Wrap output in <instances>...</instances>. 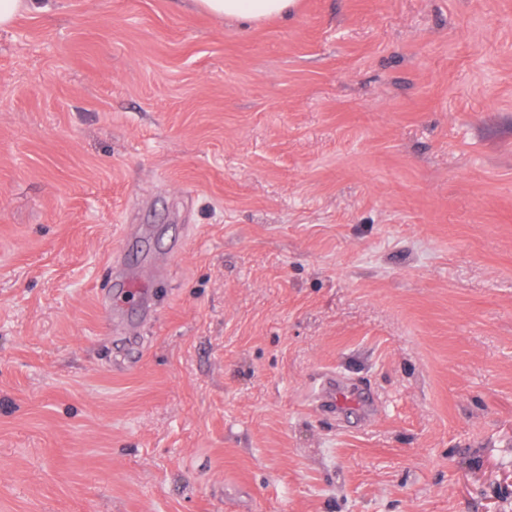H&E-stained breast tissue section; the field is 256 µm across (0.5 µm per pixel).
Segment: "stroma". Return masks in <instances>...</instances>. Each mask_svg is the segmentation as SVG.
Wrapping results in <instances>:
<instances>
[{
	"label": "stroma",
	"instance_id": "35a3bbf8",
	"mask_svg": "<svg viewBox=\"0 0 512 512\" xmlns=\"http://www.w3.org/2000/svg\"><path fill=\"white\" fill-rule=\"evenodd\" d=\"M0 512H512V0L0 30ZM114 281L120 286V288H124V292L135 295L139 294L140 299L145 298V305L143 309V314H148L150 311V307L148 304V299L146 295L147 285L144 281L145 278L149 276H143L138 273L131 271L128 267H117L114 270Z\"/></svg>",
	"mask_w": 512,
	"mask_h": 512
}]
</instances>
